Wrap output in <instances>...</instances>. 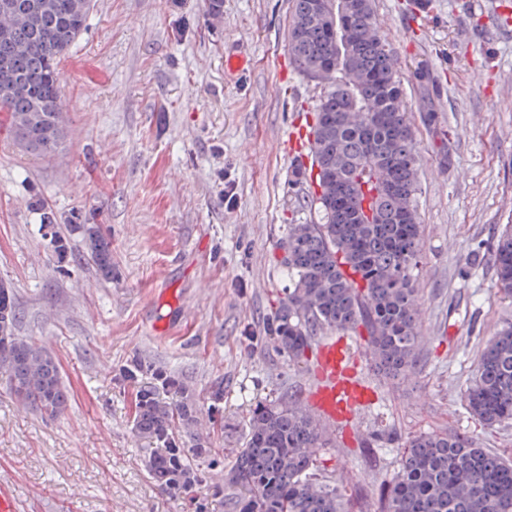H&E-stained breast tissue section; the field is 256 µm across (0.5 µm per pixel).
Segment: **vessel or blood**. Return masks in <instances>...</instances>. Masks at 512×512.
Instances as JSON below:
<instances>
[{
    "label": "vessel or blood",
    "instance_id": "vessel-or-blood-1",
    "mask_svg": "<svg viewBox=\"0 0 512 512\" xmlns=\"http://www.w3.org/2000/svg\"><path fill=\"white\" fill-rule=\"evenodd\" d=\"M352 348L326 338L317 350L314 380L307 397L311 414L336 423L353 416L369 398L370 388L355 369Z\"/></svg>",
    "mask_w": 512,
    "mask_h": 512
}]
</instances>
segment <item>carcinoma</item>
Wrapping results in <instances>:
<instances>
[{"label":"carcinoma","instance_id":"obj_1","mask_svg":"<svg viewBox=\"0 0 512 512\" xmlns=\"http://www.w3.org/2000/svg\"><path fill=\"white\" fill-rule=\"evenodd\" d=\"M0 10V112L10 113L17 143L43 155L64 138L60 63L87 28L94 0H9ZM349 24L355 38L336 31ZM372 0H293L288 29L295 67L307 76L328 73L313 110L312 161L320 192L309 205L321 222L284 225L282 264L288 293L268 322L266 342L289 365L310 362L325 329L367 333L370 354L388 377L416 373L421 317L415 271L422 258L415 205L421 156L403 97L401 70L389 42L375 32ZM100 275L112 279V249L95 214L67 219ZM481 260L496 274L494 287L512 298V225ZM20 310L0 288V372L18 401L49 416L64 414L68 397L58 365L33 337L15 334ZM133 386L132 429L148 443L150 478L194 512L220 503L228 512H348L336 482L319 464L333 440L288 395L259 401L246 421L243 446L224 478L203 495L202 466L216 465L200 438L190 448L202 413L219 421L221 384L204 404L184 379L133 357L120 373ZM466 407L487 427L512 420V321L502 324L480 356ZM396 471L380 491L379 512H512V462L476 441L448 432L408 438Z\"/></svg>","mask_w":512,"mask_h":512}]
</instances>
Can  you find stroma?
<instances>
[{"label": "stroma", "instance_id": "35a3bbf8", "mask_svg": "<svg viewBox=\"0 0 512 512\" xmlns=\"http://www.w3.org/2000/svg\"><path fill=\"white\" fill-rule=\"evenodd\" d=\"M413 2L375 9L421 152L418 363L411 380L384 378L364 337L345 336L374 395L354 424L330 429L321 462L351 512H374L407 437L456 433L512 458V422L483 426L464 402L487 340L512 319L493 269L466 260L512 223V24L500 22L512 0ZM291 11L292 0H224L215 20L205 0H96L60 64L67 129L55 153L13 143L0 112V284L70 399L52 419L0 376V483L25 512H192L153 483L131 431L120 371L133 356L196 394L223 383L222 425L205 418L197 433L228 461L258 401L308 390L312 371L263 341L288 286L282 229L319 218L288 158L322 91L289 60ZM232 51L246 61L233 73ZM36 195L61 216L96 213L111 281L77 237L58 267Z\"/></svg>", "mask_w": 512, "mask_h": 512}]
</instances>
